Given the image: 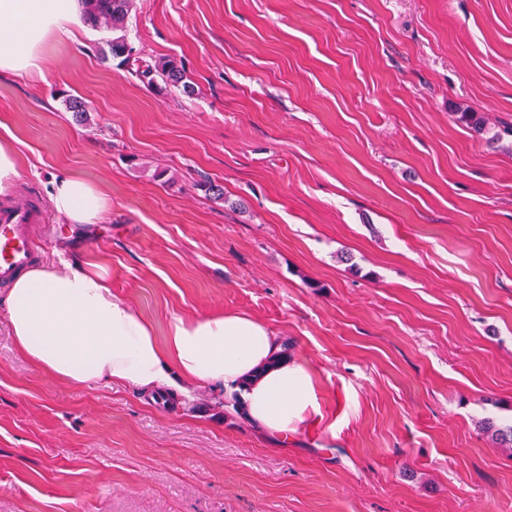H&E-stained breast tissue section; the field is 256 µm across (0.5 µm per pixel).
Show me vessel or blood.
Returning a JSON list of instances; mask_svg holds the SVG:
<instances>
[{
	"mask_svg": "<svg viewBox=\"0 0 512 512\" xmlns=\"http://www.w3.org/2000/svg\"><path fill=\"white\" fill-rule=\"evenodd\" d=\"M38 219L36 198L0 210V288L10 286L35 259L30 227Z\"/></svg>",
	"mask_w": 512,
	"mask_h": 512,
	"instance_id": "obj_1",
	"label": "vessel or blood"
}]
</instances>
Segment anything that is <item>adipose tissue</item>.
<instances>
[{
    "mask_svg": "<svg viewBox=\"0 0 512 512\" xmlns=\"http://www.w3.org/2000/svg\"><path fill=\"white\" fill-rule=\"evenodd\" d=\"M80 0H0V72L44 76L50 44L83 28ZM61 223L102 221L108 199L75 175L50 182ZM6 313L18 349L49 377L78 386L110 382L150 400L188 397L200 384L236 394L247 421L287 442L316 412L309 370L282 356L281 340L245 312L172 316L165 340L99 266L42 264L13 281Z\"/></svg>",
    "mask_w": 512,
    "mask_h": 512,
    "instance_id": "adipose-tissue-1",
    "label": "adipose tissue"
}]
</instances>
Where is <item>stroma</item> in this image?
Here are the masks:
<instances>
[{"mask_svg": "<svg viewBox=\"0 0 512 512\" xmlns=\"http://www.w3.org/2000/svg\"><path fill=\"white\" fill-rule=\"evenodd\" d=\"M63 36L0 74L20 177L99 182L101 223L44 209L38 262L86 256L164 338L245 311L291 338L318 411L272 447L223 390L180 407L38 370L0 315V512H512V0H135L159 94ZM92 106L78 125L63 99ZM210 179L224 197L195 186ZM138 78L149 87L168 91L173 88L185 96L194 93V87L189 81L182 64L174 58L158 57L153 63H145L135 71Z\"/></svg>", "mask_w": 512, "mask_h": 512, "instance_id": "35a3bbf8", "label": "stroma"}]
</instances>
